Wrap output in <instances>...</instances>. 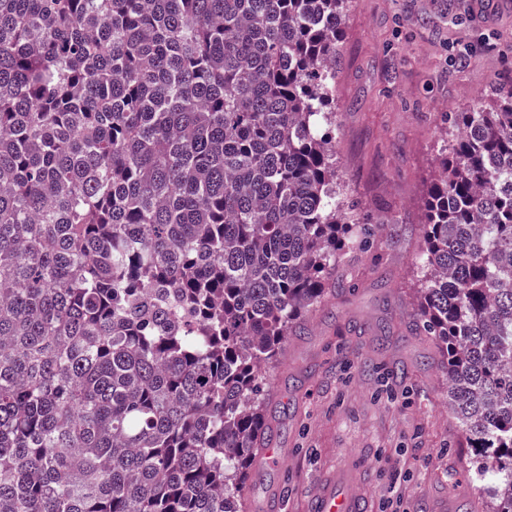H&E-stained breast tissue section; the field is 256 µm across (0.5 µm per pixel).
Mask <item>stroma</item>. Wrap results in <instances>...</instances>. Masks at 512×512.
Instances as JSON below:
<instances>
[{"instance_id": "obj_1", "label": "stroma", "mask_w": 512, "mask_h": 512, "mask_svg": "<svg viewBox=\"0 0 512 512\" xmlns=\"http://www.w3.org/2000/svg\"><path fill=\"white\" fill-rule=\"evenodd\" d=\"M341 52L336 170L382 244L268 366L266 413L288 458L249 479L247 509L265 512L275 498L277 512H308L311 484L347 466L364 476L371 512L394 494L399 512L444 500L488 512L438 350L410 327L445 115L512 81V0H351Z\"/></svg>"}]
</instances>
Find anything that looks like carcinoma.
<instances>
[{
    "instance_id": "carcinoma-1",
    "label": "carcinoma",
    "mask_w": 512,
    "mask_h": 512,
    "mask_svg": "<svg viewBox=\"0 0 512 512\" xmlns=\"http://www.w3.org/2000/svg\"><path fill=\"white\" fill-rule=\"evenodd\" d=\"M349 0H0V512H245L264 370L357 274ZM415 333L512 512V87L446 113Z\"/></svg>"
}]
</instances>
